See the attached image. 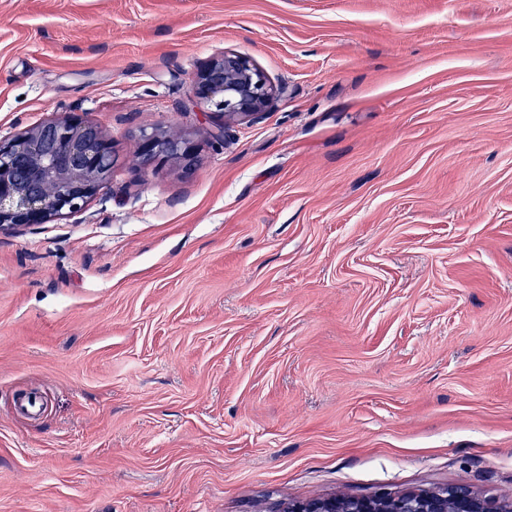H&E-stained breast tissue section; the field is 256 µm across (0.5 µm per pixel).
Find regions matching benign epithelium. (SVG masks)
Segmentation results:
<instances>
[{
  "mask_svg": "<svg viewBox=\"0 0 512 512\" xmlns=\"http://www.w3.org/2000/svg\"><path fill=\"white\" fill-rule=\"evenodd\" d=\"M194 95L224 112L226 127L268 111L281 89L248 55L224 51L193 79ZM195 150L190 140L164 132H143L139 157L143 168L175 160L189 167ZM112 151L100 128L77 115L36 123L0 138V232L47 224L80 210L107 184ZM283 512H512V500L478 495L458 487L442 490L381 492L374 496L335 495L288 505Z\"/></svg>",
  "mask_w": 512,
  "mask_h": 512,
  "instance_id": "benign-epithelium-1",
  "label": "benign epithelium"
}]
</instances>
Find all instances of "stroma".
<instances>
[{"instance_id":"stroma-1","label":"stroma","mask_w":512,"mask_h":512,"mask_svg":"<svg viewBox=\"0 0 512 512\" xmlns=\"http://www.w3.org/2000/svg\"><path fill=\"white\" fill-rule=\"evenodd\" d=\"M62 113L114 164L0 233V512L512 495V0H0V136ZM192 89L198 99L223 111L228 125L259 117L281 93L250 56L235 51L209 59ZM195 150L190 140L183 136L164 132L144 131L140 136L139 157L143 168L147 169L160 162L175 160L190 167Z\"/></svg>"}]
</instances>
